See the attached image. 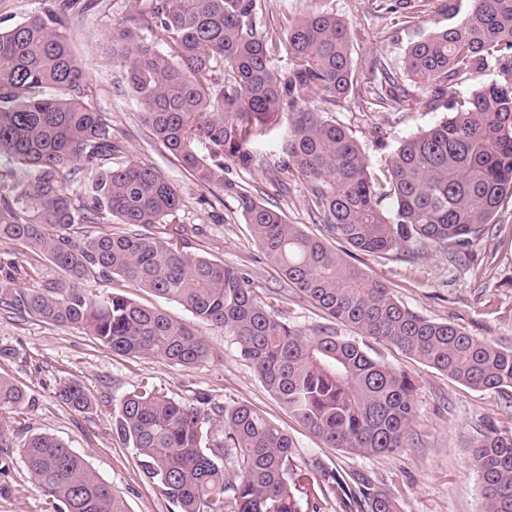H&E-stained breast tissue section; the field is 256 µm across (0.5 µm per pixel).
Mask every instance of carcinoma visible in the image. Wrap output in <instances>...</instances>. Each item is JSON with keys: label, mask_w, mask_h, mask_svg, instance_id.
<instances>
[{"label": "carcinoma", "mask_w": 512, "mask_h": 512, "mask_svg": "<svg viewBox=\"0 0 512 512\" xmlns=\"http://www.w3.org/2000/svg\"><path fill=\"white\" fill-rule=\"evenodd\" d=\"M256 7V0H150L112 30V56L121 58L122 80L155 139L201 184L222 187L224 159L251 166L249 142L278 126L286 103L285 167L302 178L312 211L335 238L363 253L420 240L448 242L458 258L466 253L512 198V0H469L459 24L409 47L406 77L448 118L403 141L382 179L317 105L351 94L380 109L402 107L409 96L399 77L382 68L359 80L350 24L319 12L288 26L282 70L278 48L256 34ZM70 22L65 6L51 5L0 32V158L13 164L0 173V242L19 247L13 273L0 282V310L82 330L121 356L183 367L207 358L191 324L86 287L122 277L224 329L289 415L329 447L359 455L405 447L415 416L409 374L374 357L366 338L473 390L509 395L512 349L418 315L326 241L247 195L245 222L273 266L363 340L332 327L307 335L238 269L180 248L177 188L149 167L112 165L121 146L106 113L88 103L92 88L72 50ZM491 67L498 80L457 93ZM48 88L59 94L46 95ZM198 143L211 144L212 154L199 155ZM79 169L87 175L81 199L69 193ZM114 223L172 230L73 231ZM42 258L63 279L15 285L19 277L43 278ZM59 398L77 412L98 408L74 381L61 385ZM30 402L0 375V408L22 414ZM112 433L135 448L142 473L177 512H303L304 503L315 509L320 497L345 492L344 480L319 459L299 463L277 424L246 404L216 406L205 392L180 401L143 384L113 406ZM21 456L53 512H128L123 497L56 437L30 435ZM473 460L482 512H512V434L484 432ZM359 494L365 512H400L385 493Z\"/></svg>", "instance_id": "1"}]
</instances>
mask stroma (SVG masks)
<instances>
[{"label":"stroma","mask_w":512,"mask_h":512,"mask_svg":"<svg viewBox=\"0 0 512 512\" xmlns=\"http://www.w3.org/2000/svg\"><path fill=\"white\" fill-rule=\"evenodd\" d=\"M408 3L402 9L396 0H280L277 11L258 9L255 28L259 37L280 44L297 17L329 13L361 31L350 46L360 79L370 78L380 68L399 75L408 47L449 24L446 0ZM67 6L71 45L93 89L89 104L109 116L113 133L124 142L116 162L152 168L176 185L182 198L181 221L189 229L186 251L238 268L262 299H276L282 318L294 326L310 333L325 324L323 313L267 260L240 207L241 194H248L282 210L288 223L309 235L328 239L327 229L310 210L303 182L284 168L281 129L254 139L250 168L225 161L223 188L202 185L152 138L122 81L118 62L110 57L108 36L113 25L129 14L132 0H67ZM403 87L413 96L407 107L378 111L351 96L323 107L329 119L357 140L376 174L403 140L448 115L446 109L427 105L423 88L409 81ZM451 253L448 244L421 241L384 255L356 252L351 261L385 282L396 298L418 314L454 323L472 335L512 348V199L503 202L489 230L460 261H451ZM90 287L124 294L176 320L190 318L177 303L133 288L117 276L91 282ZM194 329L207 343L209 355L199 365L186 368L155 358L117 355L79 330L60 329L29 316L0 315V346L14 351L13 357L0 358V375L13 378L34 400L33 407L19 415L0 411V432L10 442L9 448L0 450V456L9 461L8 469L0 472V512H49L20 456L33 433L52 434L85 457L124 498L129 512H175L143 475L135 449L113 436L111 413H79L60 400L57 389L68 380L80 383L95 401L113 404L146 382L183 401L205 392L216 404L245 403L288 432L297 460H322L372 490L391 495L400 512H481L473 446L487 428L512 433V398L472 390L391 346L373 344L374 354L404 369L415 384L413 439L393 453L356 455L325 446L289 416L239 357L223 329L200 323Z\"/></svg>","instance_id":"obj_1"}]
</instances>
